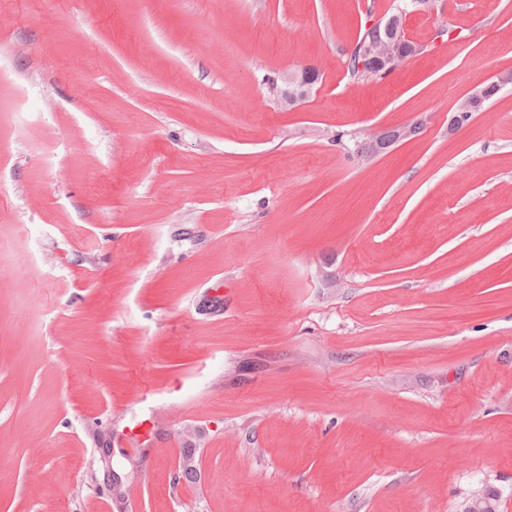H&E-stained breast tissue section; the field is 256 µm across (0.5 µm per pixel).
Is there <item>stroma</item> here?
Segmentation results:
<instances>
[{
	"label": "stroma",
	"instance_id": "obj_1",
	"mask_svg": "<svg viewBox=\"0 0 512 512\" xmlns=\"http://www.w3.org/2000/svg\"><path fill=\"white\" fill-rule=\"evenodd\" d=\"M398 2L0 0V512H512V0ZM375 33L372 30H366L363 36L359 39L348 59V68L350 75L353 78H375L382 79L385 76L376 75V62L370 60L373 58L378 63L388 65L386 71H392L399 67L407 58L408 53L402 51L401 48H394L384 43H373L369 42L366 49L365 55L362 53L361 46L364 42L373 38ZM369 57V58H367ZM381 60L382 62H379ZM317 74L315 71L304 70L301 75L296 73H285L282 75L283 89L288 91V100H283L284 103L294 105L306 99L315 83ZM424 126V119L420 118L415 123L407 126L408 128H396L385 133L380 134L379 139L376 144V149L379 152H383L384 150L390 148L393 144L399 141L404 136L415 135L420 132L421 128Z\"/></svg>",
	"mask_w": 512,
	"mask_h": 512
}]
</instances>
